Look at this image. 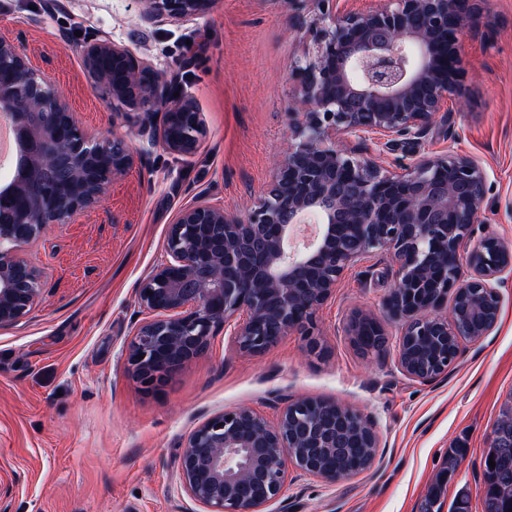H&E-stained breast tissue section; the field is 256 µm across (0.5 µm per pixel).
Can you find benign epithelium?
<instances>
[{
  "label": "benign epithelium",
  "instance_id": "1",
  "mask_svg": "<svg viewBox=\"0 0 512 512\" xmlns=\"http://www.w3.org/2000/svg\"><path fill=\"white\" fill-rule=\"evenodd\" d=\"M147 20H182L214 0H142ZM319 15L304 55L291 65L299 87L292 109L303 107L299 142L278 165L266 197L235 217L201 198L171 224L167 259L139 290L141 307L156 314L129 348L134 375L151 389L202 355L210 338L235 322L243 353L258 354L288 331L314 335L316 313L343 272L365 253L396 259L388 310L403 322L398 367L427 382L448 371L460 343H448L457 309L448 301L474 294L483 318L465 331L483 336L497 319L499 288L512 276V240L471 244L480 222L486 173L474 159L448 154L402 171H383L327 143L330 133L418 140L465 74L459 45L481 14L476 0H378L366 11L315 0ZM88 72L104 95L132 112L162 113L160 135L172 152L196 150L205 121L192 104L173 97L168 81L127 47L110 41L83 49ZM18 82L50 109L14 98ZM0 115L9 119L23 161L0 189V326L25 316L41 295L40 274L27 247L48 224L94 208L112 181L135 163L122 139L102 140L81 129L63 95L30 66L20 46L0 37ZM381 324L365 314L349 325ZM367 448L353 461L336 454L342 435ZM378 436L373 421L332 400L289 403L275 423L250 409L216 414L188 436L179 485L205 512H263L282 495L288 465L327 484L371 469Z\"/></svg>",
  "mask_w": 512,
  "mask_h": 512
}]
</instances>
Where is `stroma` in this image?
<instances>
[{"label": "stroma", "instance_id": "stroma-1", "mask_svg": "<svg viewBox=\"0 0 512 512\" xmlns=\"http://www.w3.org/2000/svg\"><path fill=\"white\" fill-rule=\"evenodd\" d=\"M315 0H215L207 13L145 20L140 0H0V36L67 99L82 129L125 139L136 161L101 203L50 224L27 248L42 293L17 323L0 327V512H203L180 489L177 457L206 418L248 408L276 422L300 398L332 399L372 416L375 466L326 485L289 471L265 512H419L451 446L467 450L446 494L471 492L481 512V458L512 396V281L486 336L466 340L447 374L430 382L397 367L402 323L385 300L394 259L373 251L341 276L317 313L322 356L293 330L267 351H238L221 331L207 351L145 388L128 362L137 328L153 319L142 283L166 256L177 212L206 198L231 215L263 198L295 144L298 92L292 62L309 43ZM493 20L461 41L466 70L452 109L437 113L417 145L341 137L363 159L399 170L448 153L477 159L487 176L475 239L512 240V0H484ZM123 45L170 81L205 121L197 149L166 150L136 113L107 99L86 70L88 44ZM372 314L383 352L364 354L347 325Z\"/></svg>", "mask_w": 512, "mask_h": 512}]
</instances>
